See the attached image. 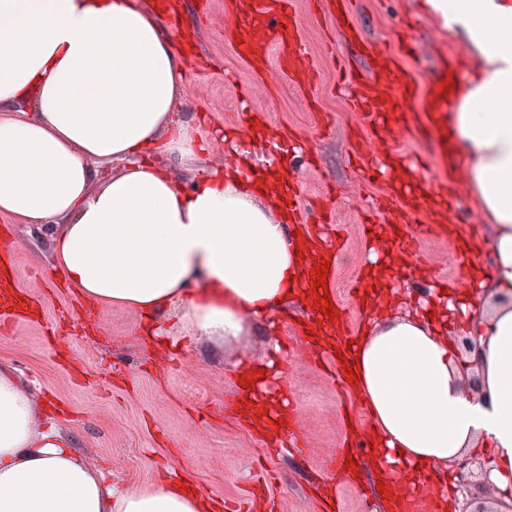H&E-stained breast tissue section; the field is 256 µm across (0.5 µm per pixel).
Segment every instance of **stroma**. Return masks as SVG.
Returning a JSON list of instances; mask_svg holds the SVG:
<instances>
[{
	"mask_svg": "<svg viewBox=\"0 0 512 512\" xmlns=\"http://www.w3.org/2000/svg\"><path fill=\"white\" fill-rule=\"evenodd\" d=\"M424 0H351L352 11L371 41L372 56L397 52L403 39L415 46L402 67L420 88H427L442 59L472 65L469 45L449 37L423 8ZM296 22L306 54L319 66L315 87L303 89L275 71L255 74L234 51L236 14L224 0H207L203 12L185 11L175 45L196 44L187 59L188 77L180 94L182 117L232 132V140L210 139L204 154L183 162L155 150L158 165L180 181L216 167L274 165L287 168L288 179L307 205L331 206L339 227L335 283L345 292L366 271L371 257L397 254L393 240L368 243L362 233L365 214L375 224L388 220L415 230L423 214L400 215L376 209L388 182L370 179L349 156L351 138L369 137L367 120L352 111V77L344 66L363 67L367 58L339 36L316 0H300ZM370 55V56H371ZM249 93L267 128L288 133L297 149L281 153L254 141L236 105ZM448 223L490 245L493 229L473 204L463 174H456ZM9 233L23 291L32 301L29 317L18 325L0 313V366L35 388L40 409L72 453L102 470L121 488H152L161 472L198 489L214 502L241 499L259 468L275 474L271 495L276 512H325L321 492L311 486L320 468L346 445L368 447L372 423L359 397L340 386L313 357V347L299 327L287 326L282 311L266 318L246 317L244 334L232 341L201 338L181 349L150 340L141 329L146 317L122 306H104L79 297L54 269L48 233L0 214V234ZM421 267H405L391 290L390 303L363 308L344 299V318L362 328L375 315L414 311V299H428L438 281L464 287L471 253L447 236L420 240ZM277 364L268 378L269 392L285 389L296 408L298 450L277 455L256 431L226 417L224 403L256 366Z\"/></svg>",
	"mask_w": 512,
	"mask_h": 512,
	"instance_id": "35a3bbf8",
	"label": "stroma"
}]
</instances>
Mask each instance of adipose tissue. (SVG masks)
<instances>
[{
	"label": "adipose tissue",
	"instance_id": "1",
	"mask_svg": "<svg viewBox=\"0 0 512 512\" xmlns=\"http://www.w3.org/2000/svg\"><path fill=\"white\" fill-rule=\"evenodd\" d=\"M476 65L454 92L452 149L493 226L492 263L422 314L372 321L355 386L373 421L379 477H412L488 453L495 497L512 498V0H425ZM186 63L138 0H0V213L50 232L83 298L153 316L180 308L190 336L232 340L305 266L265 186L217 168L184 185L152 160L205 142L179 120ZM170 129L159 142L162 129ZM476 349L461 357L449 322ZM182 484L115 490L41 423L0 370V512H203Z\"/></svg>",
	"mask_w": 512,
	"mask_h": 512
}]
</instances>
